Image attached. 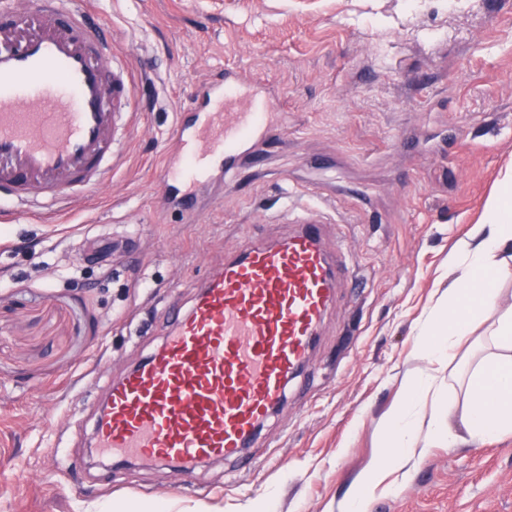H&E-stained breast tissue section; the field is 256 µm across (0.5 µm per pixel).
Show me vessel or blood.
Wrapping results in <instances>:
<instances>
[{"mask_svg":"<svg viewBox=\"0 0 512 512\" xmlns=\"http://www.w3.org/2000/svg\"><path fill=\"white\" fill-rule=\"evenodd\" d=\"M86 0H0V207L31 218L67 212L75 194L112 171L116 118L126 104L112 37ZM160 179L159 204L195 215L201 190L241 155L258 157L283 123L264 79L226 70L191 88ZM185 186L172 191L176 179ZM287 237L242 246L171 313L162 344L112 385L95 446L115 458L184 471L239 460L301 377L348 271L329 251L325 206L280 218Z\"/></svg>","mask_w":512,"mask_h":512,"instance_id":"vessel-or-blood-1","label":"vessel or blood"}]
</instances>
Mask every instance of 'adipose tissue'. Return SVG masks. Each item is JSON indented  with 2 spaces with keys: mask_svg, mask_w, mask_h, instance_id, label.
<instances>
[{
  "mask_svg": "<svg viewBox=\"0 0 512 512\" xmlns=\"http://www.w3.org/2000/svg\"><path fill=\"white\" fill-rule=\"evenodd\" d=\"M512 250V167L506 169L487 199L480 220L467 238L458 240L449 257L456 278L448 297L439 301L421 330L427 358L435 363L453 356L467 343L498 299L503 266L498 257ZM488 351L474 363L467 383V406L457 413L448 403L447 415H461L474 440L512 432V311L489 327ZM430 377L412 379L402 399L393 406L384 427L386 456L403 466L404 452L416 438L414 418Z\"/></svg>",
  "mask_w": 512,
  "mask_h": 512,
  "instance_id": "ef3b65f1",
  "label": "adipose tissue"
}]
</instances>
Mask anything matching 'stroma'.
<instances>
[{"mask_svg": "<svg viewBox=\"0 0 512 512\" xmlns=\"http://www.w3.org/2000/svg\"><path fill=\"white\" fill-rule=\"evenodd\" d=\"M128 72L112 172L61 223L0 215V512H341L372 466L370 512H512V434L481 443L467 349L431 363L421 329L453 282L448 253L512 164V0H97ZM264 76L288 115L262 167L191 218L154 193L186 90L225 63ZM323 192L350 268L304 378L259 429L244 470L186 473L92 452L111 384L163 341L225 257L270 224L284 185ZM434 374L396 468L380 446L408 381Z\"/></svg>", "mask_w": 512, "mask_h": 512, "instance_id": "1", "label": "stroma"}]
</instances>
